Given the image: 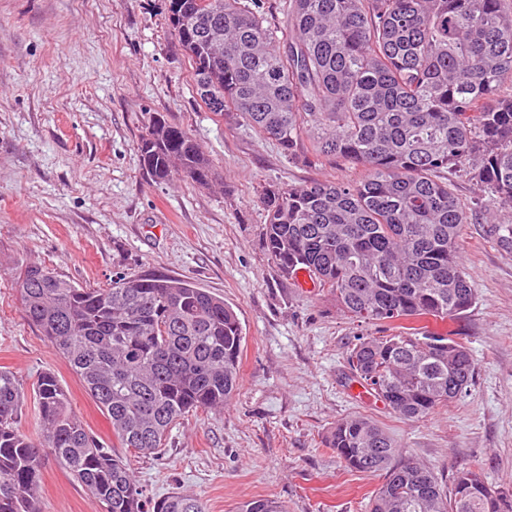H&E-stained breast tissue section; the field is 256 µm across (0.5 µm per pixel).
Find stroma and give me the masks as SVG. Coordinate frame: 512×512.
I'll return each mask as SVG.
<instances>
[{
  "label": "stroma",
  "instance_id": "obj_1",
  "mask_svg": "<svg viewBox=\"0 0 512 512\" xmlns=\"http://www.w3.org/2000/svg\"><path fill=\"white\" fill-rule=\"evenodd\" d=\"M157 115L210 158L209 186L144 173L137 143ZM357 176L340 162H288L243 120L207 111L166 0H0V367L28 395L55 373L86 427L115 445L107 417L25 320L18 272L42 265L84 287L107 286L118 271L177 277L237 313L240 380L223 411L180 420L160 453L120 449L146 499L186 493L206 512L256 498L287 512H366L378 478L350 472L325 444L355 416L445 485L474 469L512 486V246L486 234L491 201L472 209L461 238L477 300L450 325L472 355L473 381L419 421L360 395L346 363L356 324L313 282L282 278L266 254L262 186ZM41 510L99 512L50 457Z\"/></svg>",
  "mask_w": 512,
  "mask_h": 512
}]
</instances>
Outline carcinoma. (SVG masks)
Listing matches in <instances>:
<instances>
[{
  "label": "carcinoma",
  "instance_id": "1",
  "mask_svg": "<svg viewBox=\"0 0 512 512\" xmlns=\"http://www.w3.org/2000/svg\"><path fill=\"white\" fill-rule=\"evenodd\" d=\"M288 31L255 0H167L195 92L240 117L295 164L339 160L356 181L262 187L264 248L352 320L388 331L348 346L353 378L397 417L422 420L467 391L468 348L430 322L476 301L460 255L470 204L439 174L462 172L512 209V11L505 0H282ZM146 173L204 187L212 163L191 134L154 119L138 142ZM512 245V220L490 224ZM26 320L68 363L123 448L153 453L190 412L224 408L239 385L245 336L224 298L183 279L119 276L77 286L46 266L19 274ZM22 384L0 369V512H41L51 453L101 512H146L115 449L91 435L51 372L34 387L39 435L22 430ZM328 447L352 472L382 478L369 512H512V489L475 470L442 485L368 417L336 423ZM152 512H205L175 492ZM237 512H287L253 499Z\"/></svg>",
  "mask_w": 512,
  "mask_h": 512
}]
</instances>
